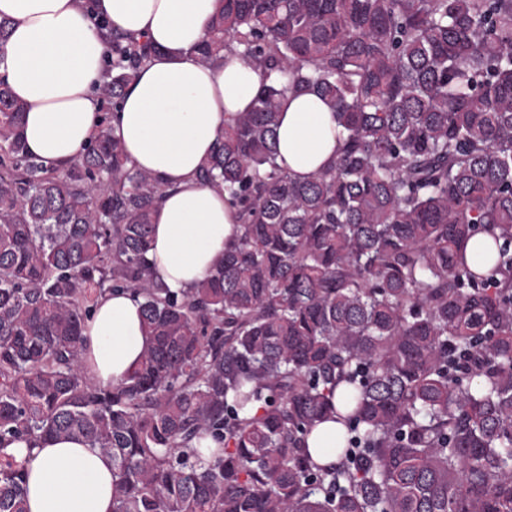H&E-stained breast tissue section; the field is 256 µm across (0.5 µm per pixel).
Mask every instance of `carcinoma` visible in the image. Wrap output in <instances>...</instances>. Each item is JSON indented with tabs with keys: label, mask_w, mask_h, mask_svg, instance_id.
Here are the masks:
<instances>
[{
	"label": "carcinoma",
	"mask_w": 512,
	"mask_h": 512,
	"mask_svg": "<svg viewBox=\"0 0 512 512\" xmlns=\"http://www.w3.org/2000/svg\"><path fill=\"white\" fill-rule=\"evenodd\" d=\"M153 52L112 35V109ZM232 52L264 80L198 179L241 234L189 295L145 258L162 183L104 124L46 169L0 78V512H26L6 445L38 438L111 457L112 512H512V0H222L196 54ZM290 90L340 126L304 181L277 161ZM109 290L149 341L104 389L81 341ZM342 426L334 421L317 425L308 437V447L313 457L321 464L336 462V433Z\"/></svg>",
	"instance_id": "cac0c4a2"
}]
</instances>
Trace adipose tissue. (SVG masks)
Segmentation results:
<instances>
[{"label": "adipose tissue", "instance_id": "ef3b65f1", "mask_svg": "<svg viewBox=\"0 0 512 512\" xmlns=\"http://www.w3.org/2000/svg\"><path fill=\"white\" fill-rule=\"evenodd\" d=\"M221 0H0L10 23L0 75L25 104L23 139L48 168L77 159L100 123L98 89L112 48L99 20L146 37L154 54L127 87L109 130L136 169L163 181L147 254L155 281L187 294L223 259L237 235L224 190L198 181L225 124L249 111L263 75L241 54L216 67L194 49ZM339 127L316 92L287 93L277 129L278 161L306 180L336 158ZM83 365L94 385L121 383L139 365L146 336L140 299L98 298L83 329ZM9 454L25 473L27 512H112V459L84 443L19 441Z\"/></svg>", "mask_w": 512, "mask_h": 512}]
</instances>
